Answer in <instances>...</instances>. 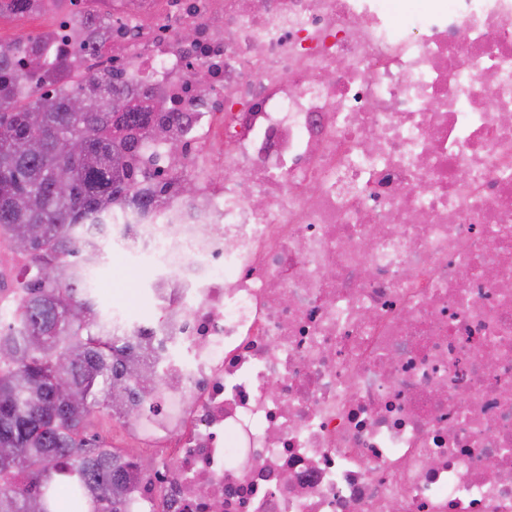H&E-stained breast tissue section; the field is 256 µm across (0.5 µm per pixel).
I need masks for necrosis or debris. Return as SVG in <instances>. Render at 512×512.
I'll return each instance as SVG.
<instances>
[{"mask_svg":"<svg viewBox=\"0 0 512 512\" xmlns=\"http://www.w3.org/2000/svg\"><path fill=\"white\" fill-rule=\"evenodd\" d=\"M182 157L106 240L161 315L130 512H512V0H0ZM191 175L194 195L181 189ZM30 261L0 248V310ZM498 463L495 472L487 460Z\"/></svg>","mask_w":512,"mask_h":512,"instance_id":"1","label":"necrosis or debris"}]
</instances>
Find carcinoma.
Instances as JSON below:
<instances>
[{
    "mask_svg": "<svg viewBox=\"0 0 512 512\" xmlns=\"http://www.w3.org/2000/svg\"><path fill=\"white\" fill-rule=\"evenodd\" d=\"M36 70L0 49V234L31 258L21 305L0 327V512H127L135 474L113 448L85 436L90 415L144 400L137 381L148 347L115 336L85 269L100 260L93 231L113 205L133 198L149 215L163 183L125 157L176 139L149 123L112 80L74 81L52 96L29 94ZM82 97L78 112L72 101ZM79 150L62 156L56 141ZM24 483L17 484V474Z\"/></svg>",
    "mask_w": 512,
    "mask_h": 512,
    "instance_id": "carcinoma-1",
    "label": "carcinoma"
}]
</instances>
